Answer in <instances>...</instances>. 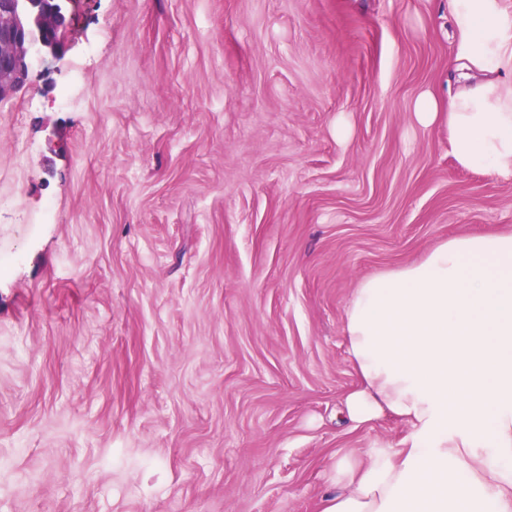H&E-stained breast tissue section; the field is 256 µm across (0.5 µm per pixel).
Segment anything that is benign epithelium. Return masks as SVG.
<instances>
[{"instance_id": "benign-epithelium-1", "label": "benign epithelium", "mask_w": 512, "mask_h": 512, "mask_svg": "<svg viewBox=\"0 0 512 512\" xmlns=\"http://www.w3.org/2000/svg\"><path fill=\"white\" fill-rule=\"evenodd\" d=\"M64 41V17L57 0H0V99L28 82L32 44L58 57Z\"/></svg>"}]
</instances>
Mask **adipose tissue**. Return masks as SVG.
Segmentation results:
<instances>
[{"mask_svg": "<svg viewBox=\"0 0 512 512\" xmlns=\"http://www.w3.org/2000/svg\"><path fill=\"white\" fill-rule=\"evenodd\" d=\"M455 87L413 115L466 170L512 177V0H448ZM352 423L409 435L337 461L322 512H512V231L442 240L360 281L345 315Z\"/></svg>", "mask_w": 512, "mask_h": 512, "instance_id": "ef3b65f1", "label": "adipose tissue"}]
</instances>
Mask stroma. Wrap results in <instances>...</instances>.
I'll return each mask as SVG.
<instances>
[{
  "mask_svg": "<svg viewBox=\"0 0 512 512\" xmlns=\"http://www.w3.org/2000/svg\"><path fill=\"white\" fill-rule=\"evenodd\" d=\"M59 5L0 101V512H320L408 434L343 414L359 282L512 229L413 119L448 0Z\"/></svg>",
  "mask_w": 512,
  "mask_h": 512,
  "instance_id": "stroma-1",
  "label": "stroma"
}]
</instances>
